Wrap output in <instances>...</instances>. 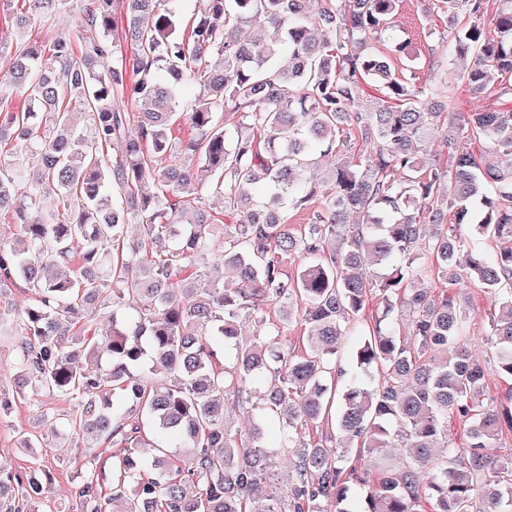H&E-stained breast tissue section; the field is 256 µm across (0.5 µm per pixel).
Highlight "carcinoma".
Listing matches in <instances>:
<instances>
[{
	"label": "carcinoma",
	"mask_w": 512,
	"mask_h": 512,
	"mask_svg": "<svg viewBox=\"0 0 512 512\" xmlns=\"http://www.w3.org/2000/svg\"><path fill=\"white\" fill-rule=\"evenodd\" d=\"M14 2L0 343L16 357L0 419L60 398L67 422L39 406V425L120 448L106 482L83 463L80 512H512V458L493 454L512 407L486 395L474 306L423 287L490 290L486 346L512 378V0H431L456 65L420 84L398 0H320L315 16L306 0ZM245 24L277 37L246 40ZM37 25L63 33L44 44ZM459 86L480 107L462 111ZM216 196L235 223L206 209ZM311 204V223H288ZM329 419L336 440L307 439ZM47 478L0 476V512H40Z\"/></svg>",
	"instance_id": "obj_1"
}]
</instances>
